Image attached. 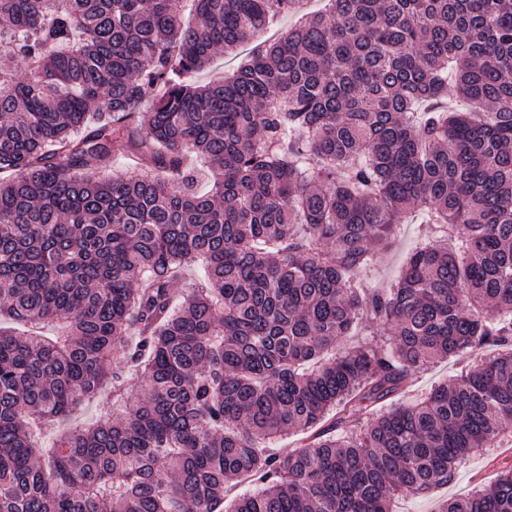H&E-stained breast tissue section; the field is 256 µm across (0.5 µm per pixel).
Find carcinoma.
<instances>
[{
    "mask_svg": "<svg viewBox=\"0 0 512 512\" xmlns=\"http://www.w3.org/2000/svg\"><path fill=\"white\" fill-rule=\"evenodd\" d=\"M180 2L0 0V319L60 330L0 327V512H224L241 485L231 512H391L507 447L512 0ZM116 152L141 172L85 171ZM415 211L430 242L363 293ZM363 319L387 337L349 345ZM108 382L110 418L54 433ZM441 512H512V464ZM254 46L255 44L246 45L233 54H218L206 70L200 74L199 79L209 81L229 76L240 62L249 55ZM494 352L486 348L466 350L458 356L440 360L415 376V381L403 400L412 402L428 393L435 385L447 382L453 375L460 374L466 368L480 364L481 360L492 356Z\"/></svg>",
    "mask_w": 512,
    "mask_h": 512,
    "instance_id": "1",
    "label": "carcinoma"
}]
</instances>
